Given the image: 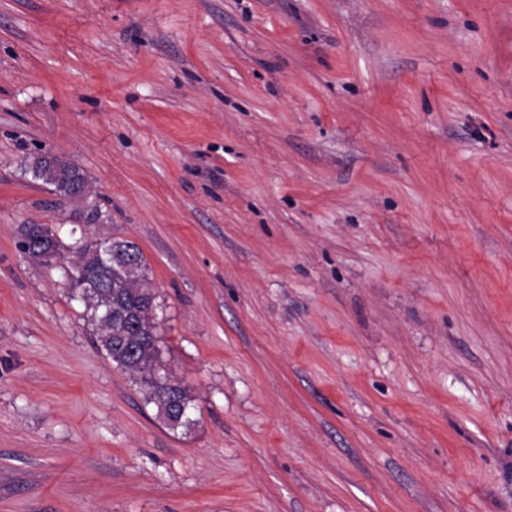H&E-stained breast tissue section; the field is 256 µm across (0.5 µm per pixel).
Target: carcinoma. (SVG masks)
<instances>
[{"label":"carcinoma","mask_w":512,"mask_h":512,"mask_svg":"<svg viewBox=\"0 0 512 512\" xmlns=\"http://www.w3.org/2000/svg\"><path fill=\"white\" fill-rule=\"evenodd\" d=\"M48 161L42 154L31 157L26 171L46 181ZM21 250L64 249L77 257L86 255L90 244L66 245L43 227L40 239L22 237ZM112 264L92 263L68 277L72 299L84 307L87 321L95 329L94 342L112 366L130 376L148 405L156 411H184L181 426L192 423L194 398L162 359L157 323V293L150 285L147 265L140 248L131 241L112 239Z\"/></svg>","instance_id":"obj_1"}]
</instances>
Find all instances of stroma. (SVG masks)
<instances>
[{"instance_id":"35a3bbf8","label":"stroma","mask_w":512,"mask_h":512,"mask_svg":"<svg viewBox=\"0 0 512 512\" xmlns=\"http://www.w3.org/2000/svg\"><path fill=\"white\" fill-rule=\"evenodd\" d=\"M26 224L140 247L191 429ZM0 512H512V0H0Z\"/></svg>"}]
</instances>
